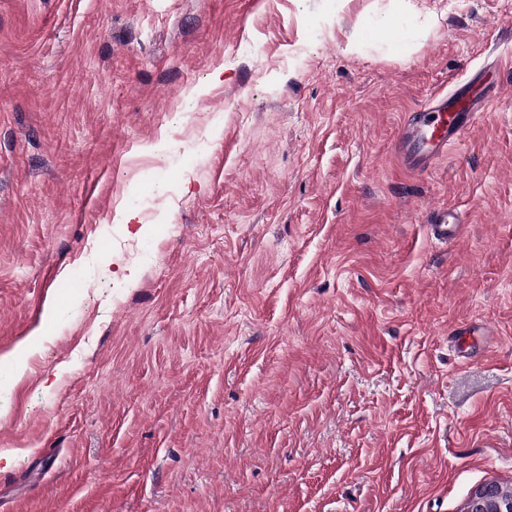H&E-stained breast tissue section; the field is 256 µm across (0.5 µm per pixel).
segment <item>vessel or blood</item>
Instances as JSON below:
<instances>
[{"instance_id": "vessel-or-blood-1", "label": "vessel or blood", "mask_w": 512, "mask_h": 512, "mask_svg": "<svg viewBox=\"0 0 512 512\" xmlns=\"http://www.w3.org/2000/svg\"><path fill=\"white\" fill-rule=\"evenodd\" d=\"M491 88V83L480 85L471 78L455 85L447 95L433 99L403 127L398 154L413 170L424 169L478 123L492 96ZM460 228L458 215L450 210L438 213L430 225L432 235L443 239L455 238Z\"/></svg>"}]
</instances>
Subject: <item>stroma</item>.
Returning <instances> with one entry per match:
<instances>
[{
	"mask_svg": "<svg viewBox=\"0 0 512 512\" xmlns=\"http://www.w3.org/2000/svg\"><path fill=\"white\" fill-rule=\"evenodd\" d=\"M509 50L512 0H0V512L512 488ZM482 68L501 96L406 167ZM478 75L455 85L447 96L433 99L405 124L396 150L413 170L424 169L430 160L461 141L481 119L489 99L499 95V86L491 90L497 85L492 82H486L480 91L476 90ZM461 224L458 215L448 210L438 213L437 218L429 224V228L434 237L452 239L459 234Z\"/></svg>",
	"mask_w": 512,
	"mask_h": 512,
	"instance_id": "1",
	"label": "stroma"
}]
</instances>
